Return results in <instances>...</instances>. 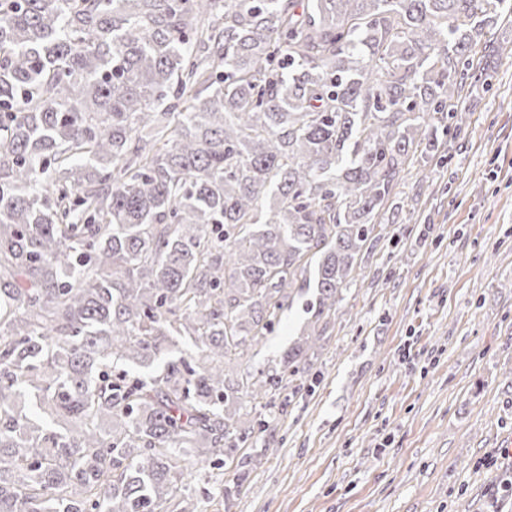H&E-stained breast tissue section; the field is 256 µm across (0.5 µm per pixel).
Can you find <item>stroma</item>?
<instances>
[{"mask_svg":"<svg viewBox=\"0 0 512 512\" xmlns=\"http://www.w3.org/2000/svg\"><path fill=\"white\" fill-rule=\"evenodd\" d=\"M486 68L441 156L406 169L231 512H512V57Z\"/></svg>","mask_w":512,"mask_h":512,"instance_id":"stroma-1","label":"stroma"}]
</instances>
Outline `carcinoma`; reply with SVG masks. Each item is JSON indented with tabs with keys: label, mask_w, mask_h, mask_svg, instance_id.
<instances>
[{
	"label": "carcinoma",
	"mask_w": 512,
	"mask_h": 512,
	"mask_svg": "<svg viewBox=\"0 0 512 512\" xmlns=\"http://www.w3.org/2000/svg\"><path fill=\"white\" fill-rule=\"evenodd\" d=\"M504 11L0 0V512H202L208 465L229 505ZM311 297V292L303 297L298 306L288 316V312L283 316L281 323L276 328L275 332L269 336L266 345L262 349V354L259 360L264 358H278L279 355L288 348V345L297 335L299 328L302 326L305 314L302 311L303 302Z\"/></svg>",
	"instance_id": "carcinoma-1"
}]
</instances>
